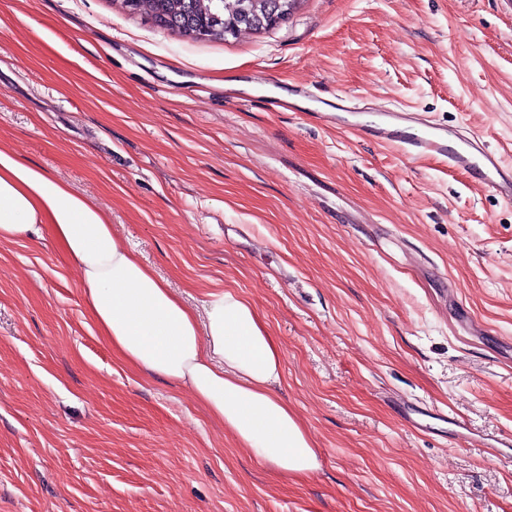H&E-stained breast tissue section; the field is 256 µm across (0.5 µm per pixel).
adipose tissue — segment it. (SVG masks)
Instances as JSON below:
<instances>
[{
    "instance_id": "obj_1",
    "label": "adipose tissue",
    "mask_w": 512,
    "mask_h": 512,
    "mask_svg": "<svg viewBox=\"0 0 512 512\" xmlns=\"http://www.w3.org/2000/svg\"><path fill=\"white\" fill-rule=\"evenodd\" d=\"M53 237L79 265L88 312L126 363L168 384L189 385L236 440L279 473L318 467L313 442L276 388L280 347L252 303L212 290L188 307L130 250L91 199L0 146V242Z\"/></svg>"
}]
</instances>
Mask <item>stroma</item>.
Instances as JSON below:
<instances>
[{
	"label": "stroma",
	"instance_id": "35a3bbf8",
	"mask_svg": "<svg viewBox=\"0 0 512 512\" xmlns=\"http://www.w3.org/2000/svg\"><path fill=\"white\" fill-rule=\"evenodd\" d=\"M296 82L512 163L504 0H302L211 41L120 0H0V145L95 200L188 304L246 297L319 462L276 472L124 362L45 228L0 242V512H512V202L360 137L363 113L264 103Z\"/></svg>",
	"mask_w": 512,
	"mask_h": 512
}]
</instances>
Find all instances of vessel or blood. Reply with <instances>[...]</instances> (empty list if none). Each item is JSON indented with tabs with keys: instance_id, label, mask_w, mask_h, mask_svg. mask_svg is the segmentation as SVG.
Instances as JSON below:
<instances>
[{
	"instance_id": "obj_1",
	"label": "vessel or blood",
	"mask_w": 512,
	"mask_h": 512,
	"mask_svg": "<svg viewBox=\"0 0 512 512\" xmlns=\"http://www.w3.org/2000/svg\"><path fill=\"white\" fill-rule=\"evenodd\" d=\"M371 141L415 159H432L472 175L490 192L512 201V164L487 147L477 134L441 125L422 113L385 109L373 120L355 126Z\"/></svg>"
}]
</instances>
